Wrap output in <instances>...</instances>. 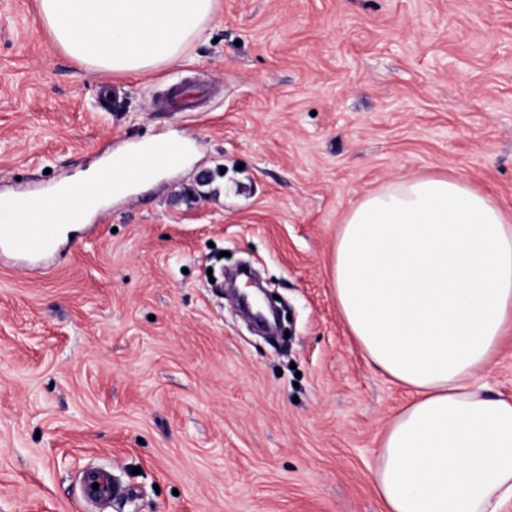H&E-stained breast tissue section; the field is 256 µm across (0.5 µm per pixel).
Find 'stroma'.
<instances>
[{
	"label": "stroma",
	"instance_id": "obj_1",
	"mask_svg": "<svg viewBox=\"0 0 512 512\" xmlns=\"http://www.w3.org/2000/svg\"><path fill=\"white\" fill-rule=\"evenodd\" d=\"M189 158L0 259V512H381L371 468L411 399L331 284L370 191L448 175L512 213V0H218L181 64L93 76L0 0V200L50 198L118 147ZM249 262L291 314L254 335L210 271ZM98 483V490L93 489V484ZM84 494L93 499H108L119 494V490L112 485V476L108 471L100 470L87 476L84 485Z\"/></svg>",
	"mask_w": 512,
	"mask_h": 512
}]
</instances>
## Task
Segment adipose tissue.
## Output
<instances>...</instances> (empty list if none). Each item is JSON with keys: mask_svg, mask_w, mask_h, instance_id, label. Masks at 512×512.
Returning <instances> with one entry per match:
<instances>
[{"mask_svg": "<svg viewBox=\"0 0 512 512\" xmlns=\"http://www.w3.org/2000/svg\"><path fill=\"white\" fill-rule=\"evenodd\" d=\"M217 0H39L61 51L92 74L137 77L183 61ZM184 140L115 150L106 171L54 197L0 202L6 224H80L103 200L176 168ZM347 333L412 392L372 468L381 512H504L512 504V398L478 373L512 335V217L457 177L417 176L365 194L332 259Z\"/></svg>", "mask_w": 512, "mask_h": 512, "instance_id": "1", "label": "adipose tissue"}]
</instances>
